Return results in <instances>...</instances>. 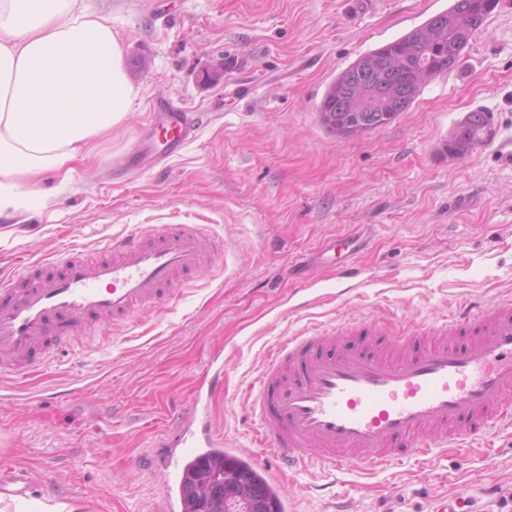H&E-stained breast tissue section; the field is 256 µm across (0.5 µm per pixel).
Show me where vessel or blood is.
I'll list each match as a JSON object with an SVG mask.
<instances>
[{"mask_svg": "<svg viewBox=\"0 0 512 512\" xmlns=\"http://www.w3.org/2000/svg\"><path fill=\"white\" fill-rule=\"evenodd\" d=\"M191 113H158L137 156L179 153L194 137ZM335 243L312 255L338 278L355 268L337 264ZM224 251L203 224L141 225L109 240L98 255L70 246L0 276V391L31 401L70 399L58 384L26 390L23 379L76 351L88 336L111 337L140 313L175 307L191 277ZM363 336L367 345H345ZM205 392L178 413L168 447L178 449L160 485V512H185L189 467L214 452L246 460L267 483L285 490L300 464L330 471L374 470L404 458H425L466 432L479 438L491 423L512 426V297L466 302L456 314L408 327L347 320L286 337L250 385L244 423L255 448H228L212 420L224 393L223 369H208Z\"/></svg>", "mask_w": 512, "mask_h": 512, "instance_id": "obj_1", "label": "vessel or blood"}]
</instances>
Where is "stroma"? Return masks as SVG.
<instances>
[{"label":"stroma","mask_w":512,"mask_h":512,"mask_svg":"<svg viewBox=\"0 0 512 512\" xmlns=\"http://www.w3.org/2000/svg\"><path fill=\"white\" fill-rule=\"evenodd\" d=\"M83 2L111 20L141 93L67 182L45 176L44 206L0 215V269L72 244L98 249L142 224L206 225L224 253L168 313L84 354L62 353L49 370L57 383L106 371L97 390L64 405L0 403V470L31 473L30 512L54 500L77 512H157V477L136 460L176 434L171 403L191 401L208 365L228 369L218 430L246 445L243 392L287 336L350 318L434 320L512 293V0H500L458 66L396 121L350 139L318 122L327 84L451 0ZM218 62L223 78L204 81ZM157 102L195 112V135L165 164L127 172ZM476 110L490 115L491 136L465 157L442 154L441 141ZM359 228L373 236L357 259L366 284L306 304L294 261ZM84 484L97 497L81 496ZM287 489L288 512H431L447 495L470 512H512V427L369 474L302 465Z\"/></svg>","instance_id":"35a3bbf8"}]
</instances>
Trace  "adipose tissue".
Here are the masks:
<instances>
[{"instance_id": "1", "label": "adipose tissue", "mask_w": 512, "mask_h": 512, "mask_svg": "<svg viewBox=\"0 0 512 512\" xmlns=\"http://www.w3.org/2000/svg\"><path fill=\"white\" fill-rule=\"evenodd\" d=\"M139 95L110 21L79 0H0V214L39 206L42 175L92 158Z\"/></svg>"}]
</instances>
